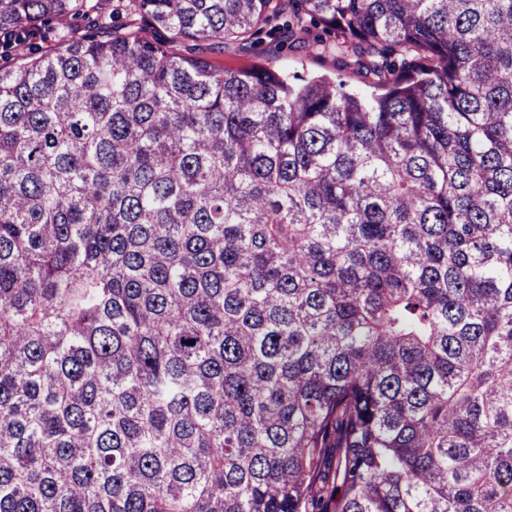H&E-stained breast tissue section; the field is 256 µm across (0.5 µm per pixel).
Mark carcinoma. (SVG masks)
Instances as JSON below:
<instances>
[{"mask_svg": "<svg viewBox=\"0 0 512 512\" xmlns=\"http://www.w3.org/2000/svg\"><path fill=\"white\" fill-rule=\"evenodd\" d=\"M0 512H512V0H0ZM195 56L224 65L227 68L259 65L278 69L293 75L328 74L343 82L345 89L352 92H370L368 82L357 70L346 68L340 60L319 54L309 49L281 50L275 43H265L258 49L241 51L230 42L224 43V52L216 49L210 42H199L193 45Z\"/></svg>", "mask_w": 512, "mask_h": 512, "instance_id": "obj_1", "label": "carcinoma"}]
</instances>
